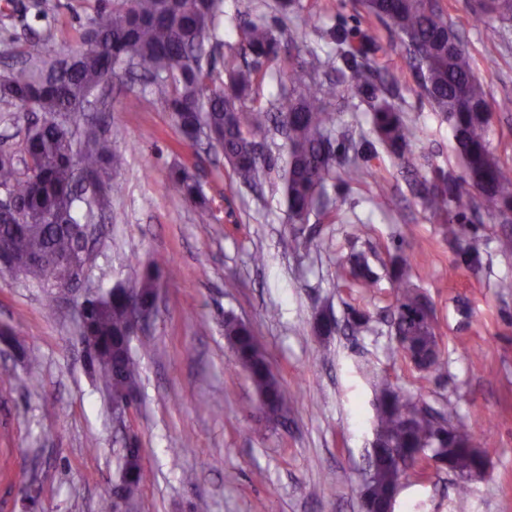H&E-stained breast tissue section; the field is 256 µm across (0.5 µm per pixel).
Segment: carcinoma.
<instances>
[{"label":"carcinoma","instance_id":"cac0c4a2","mask_svg":"<svg viewBox=\"0 0 512 512\" xmlns=\"http://www.w3.org/2000/svg\"><path fill=\"white\" fill-rule=\"evenodd\" d=\"M367 14L396 34L409 64L421 79L424 97L433 109L448 116L461 172L445 170L430 157L410 148L415 131L399 106L386 94L392 81L381 73L365 44L353 46L355 34L334 28L324 32L337 45L340 70L347 74L344 89L331 78L316 80L320 59L292 35L283 38L264 18L237 25L240 60L224 65L226 79L215 74L205 49L216 37L217 0H98L95 14L81 34L90 44L75 64L47 56L45 40H32L19 52L20 65L0 75V101L25 112H39L41 123L28 129L23 154L30 170L17 168L14 154L0 151V190L14 196V212L0 218V241L8 242L11 259L24 275L41 287L57 277L58 263L80 264L90 251L81 219L86 204L75 191L78 173L93 179L101 193L95 208L110 203L112 191V137L105 112H88L100 87L125 66L152 79V90L162 100L182 138H201L220 146L224 160L243 185L261 188L280 180L289 224H307L315 211L328 209V184L336 178L358 182L371 174V153L348 157L335 138L333 101L344 94L371 99L370 121L378 141L400 173L409 177L413 195L424 210L443 224L457 262L468 266L481 261L480 245L467 223L482 214L512 224V178L504 172L489 140L492 114L512 112V98L491 101L475 75L471 56L462 47L447 13L432 0H364ZM471 12L501 24L512 23V0H470ZM288 74L294 88L279 100L262 102L257 87L267 68ZM283 143L272 151L267 138ZM168 191L183 202L204 208L206 199L194 175L185 166L171 170ZM352 274L363 288L377 280L360 258ZM395 288L391 314L394 336L417 347H438L437 325H425L420 306L426 296L411 283L410 266L403 257L391 263ZM158 265L142 268L134 289L142 306L155 308ZM125 286L112 288V299L92 300L84 308L80 336L88 346L85 364L112 397L135 396L138 366L131 354V311ZM224 336L237 364L250 376L259 401L274 418L288 413L292 396L273 373L252 329L231 314L224 315ZM416 415L409 432L404 414ZM454 421L453 408H434L416 414V401L387 381L377 383L375 428L381 448L369 459L365 485L370 512L391 510V490L400 478L426 470L416 463L429 443L436 448L435 468L456 458L454 474L461 490L474 460L448 449L435 423ZM122 503L109 497L100 512H130L147 480L141 448L128 444L121 452Z\"/></svg>","mask_w":512,"mask_h":512}]
</instances>
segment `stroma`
Instances as JSON below:
<instances>
[{
	"label": "stroma",
	"instance_id": "stroma-1",
	"mask_svg": "<svg viewBox=\"0 0 512 512\" xmlns=\"http://www.w3.org/2000/svg\"><path fill=\"white\" fill-rule=\"evenodd\" d=\"M21 2L11 13L0 0V73L31 39L47 38L58 57L84 49L80 32L96 0ZM439 2L489 98L512 95V29L477 19L467 0ZM273 5L220 0L216 69L235 52L240 17L282 21ZM285 21L322 59L331 50L322 34L339 25L378 42L377 65L394 75L396 101L418 131L414 149L456 169L447 120L422 96L397 38L359 0H301ZM490 56L496 66H487ZM106 93L119 163L89 280L103 290L129 286L152 259L168 270L148 338L132 341L140 373L133 426L119 429L87 372L73 307L48 311L46 289L0 273V327L14 332L0 343V512H23L20 489L32 482L42 488L33 512H99L119 482L129 435L150 474L139 512H361L382 378L434 408L454 407L456 422L479 434L490 460L489 475L464 493L445 471L403 482L395 512H512V290L500 287L512 280V254L497 248L504 226L488 216L474 223L483 263L455 265L438 221L381 150L371 162L375 178L329 183L330 216L311 215L295 231L281 190L240 186L223 158L185 145L147 82L126 78ZM176 165L196 174L209 212L166 191ZM399 252L435 311L443 362L435 373L408 365L391 331L386 264ZM355 255L368 260L375 287H360L346 271ZM355 310L370 317L361 332L315 335L320 314L343 325ZM229 311L251 325L295 394L287 425L258 413L254 388L224 339ZM145 340L150 350L142 349Z\"/></svg>",
	"mask_w": 512,
	"mask_h": 512
}]
</instances>
